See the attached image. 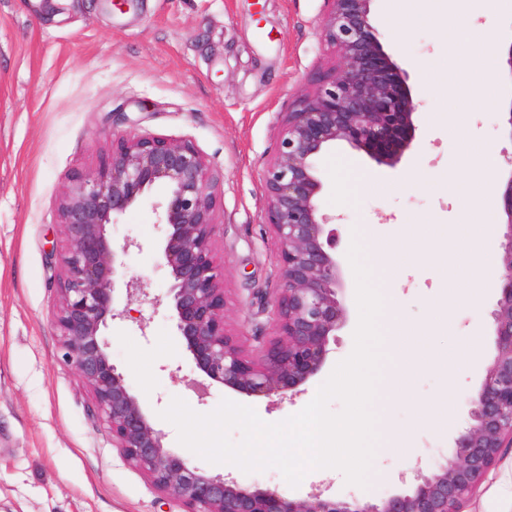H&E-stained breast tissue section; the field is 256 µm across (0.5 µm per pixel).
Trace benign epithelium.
I'll return each mask as SVG.
<instances>
[{
	"label": "benign epithelium",
	"instance_id": "7a95c632",
	"mask_svg": "<svg viewBox=\"0 0 512 512\" xmlns=\"http://www.w3.org/2000/svg\"><path fill=\"white\" fill-rule=\"evenodd\" d=\"M323 41L338 52L339 69L318 79L288 113L279 147L264 178L268 225L277 244L282 288L275 300L277 332L254 351L224 318V279L214 251L218 222L216 178L190 140L130 133L112 140L94 174L76 172L60 203L66 237L55 324L64 357L89 388L96 414L112 428V445L183 512H461L507 449H512V177L503 192L506 231L501 286L491 313L496 355L468 400L471 423L453 439V455L414 484L376 503L323 496L303 499L277 488L244 486L212 475L166 448L164 434L112 364L103 329L131 318L121 302L145 293L122 273L133 241L115 243L107 226L153 187L167 226L162 259L172 283L165 298L184 348L208 381L249 397L293 399L323 368L330 337L345 323L338 298L343 272L336 230L321 213L317 162L334 142L366 151L379 167L394 168L415 138L409 74L385 52L372 24L373 0H328Z\"/></svg>",
	"mask_w": 512,
	"mask_h": 512
}]
</instances>
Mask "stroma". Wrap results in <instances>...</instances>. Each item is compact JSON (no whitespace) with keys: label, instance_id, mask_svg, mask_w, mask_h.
Wrapping results in <instances>:
<instances>
[{"label":"stroma","instance_id":"obj_1","mask_svg":"<svg viewBox=\"0 0 512 512\" xmlns=\"http://www.w3.org/2000/svg\"><path fill=\"white\" fill-rule=\"evenodd\" d=\"M327 10V0H0V512H181L113 448L109 425L63 358L54 325L58 255L66 246L59 202L73 173L94 172L113 136L191 140L218 176L214 250L224 266L226 322L248 348L272 338L281 278L263 181L287 112L338 61L320 38ZM402 11L415 19L400 41L392 27ZM446 14L445 0L373 2L384 48L410 73L420 104L415 138L392 170L343 141L318 161L321 211L341 236L336 258L346 323L306 394L272 404L214 384L199 398L201 374L180 342L171 308L150 302L171 283L160 251L165 228L154 212L162 189L109 226L114 240L140 242L125 256L124 273L150 295L132 303L146 330L109 322L112 362L177 453L185 451L177 430L159 416L172 398L199 413L227 398L279 422L303 409L351 354L359 319L347 257L352 240L360 241L375 286L412 332L402 351L384 348L379 379L383 386L403 384L412 397L386 415L388 428L406 431L409 449L376 450L367 487L346 484L339 471L327 477L311 471L294 488L274 468L247 474L193 457L206 472L293 498L324 484L329 497L375 501L402 490L400 473L417 464L431 470L452 452V434L420 425L415 402L448 405L458 429L468 427V399L495 354L491 312L502 252L494 230L476 244L488 258L477 272L449 263V253L471 244L452 182L490 178L492 194L483 205L502 213V191L512 177V152L503 148L512 140L503 115L512 104V68L498 67L497 106L478 108L464 69L474 48L472 21L459 15L447 31L439 26ZM366 174L373 184L363 182ZM452 224L459 227L453 238ZM408 251L429 259L399 270ZM471 281L477 298L449 294V286ZM468 336L478 337L479 356L449 372V352ZM462 509L512 512V452Z\"/></svg>","mask_w":512,"mask_h":512}]
</instances>
